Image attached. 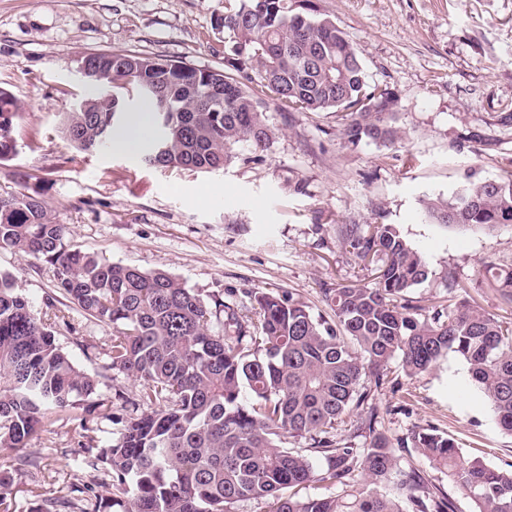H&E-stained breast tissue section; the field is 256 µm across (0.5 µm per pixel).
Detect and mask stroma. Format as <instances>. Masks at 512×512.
I'll list each match as a JSON object with an SVG mask.
<instances>
[{
	"mask_svg": "<svg viewBox=\"0 0 512 512\" xmlns=\"http://www.w3.org/2000/svg\"><path fill=\"white\" fill-rule=\"evenodd\" d=\"M357 49L369 83L398 96L404 137L392 145L345 144L331 112H291L271 103L279 130L265 150L242 144L223 172L148 168L112 147L75 151L61 137L62 112L84 98L80 73L91 53L131 51L193 67L220 69L215 53L224 0H0V86L22 106L23 149L0 163V193L20 182L36 188L54 220L69 225L75 248L144 271L165 270L186 287L255 316L254 292H292L311 312L332 319L323 291L373 282L370 267L340 243V224H394L422 251L432 271L408 294L429 309L446 302L447 274L468 284L467 298L512 324V303L488 288L485 264L512 267V226L487 235L427 223L422 201L448 196L466 176H512V0H313ZM35 312L63 298L43 260L0 251ZM109 331L76 316L58 344L95 376L116 414L135 413L139 380L112 369L102 353ZM382 386L365 382L382 431L403 469L447 494L455 512L473 505L415 448L413 426L447 432L462 455L495 468L512 466V435L492 418L467 366L448 353L430 372L407 375L390 362ZM83 414L53 415L26 447L0 452L14 476L13 512H32L31 488L72 498L91 475ZM31 457L38 468L20 467Z\"/></svg>",
	"mask_w": 512,
	"mask_h": 512,
	"instance_id": "stroma-1",
	"label": "stroma"
}]
</instances>
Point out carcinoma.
I'll use <instances>...</instances> for the list:
<instances>
[{"mask_svg":"<svg viewBox=\"0 0 512 512\" xmlns=\"http://www.w3.org/2000/svg\"><path fill=\"white\" fill-rule=\"evenodd\" d=\"M308 0H225L224 69L196 68L126 52L92 53L82 61L92 91L85 111L64 113L60 133L80 153L112 145L115 127L135 98L150 105L141 163L188 173L224 169L247 143L265 150L278 129L266 116L271 97L297 112H334L344 140L394 144L398 99L367 84L358 51L328 18L310 15ZM22 106L0 87V161L19 152ZM165 148L158 153L159 148ZM425 219L448 228L493 233L512 224V178L462 183L448 197L423 201ZM336 233L374 283L323 290L336 323L314 316L291 293L257 292L258 316L185 287L166 271L110 263L67 244L70 227L51 218L28 186L0 195V250L21 251L49 265L69 305L41 317L0 271V451L23 448L53 413L80 409L90 421L121 425L97 444L84 427L92 466L121 496L92 495L97 479L74 487L82 498H44L36 512H230L238 501L267 512H454L417 471L401 473L380 430L368 378L380 387L395 358L410 376L427 373L448 352L467 364L471 381L497 424L512 434V326L453 300L466 285L448 277V305L425 310L406 299L429 278L424 255L393 224H342ZM488 283L512 303V271ZM110 330L104 355L114 369L142 380L143 411L127 418L97 398V380L57 344L51 325L72 328L71 314ZM364 438L353 448L337 438L342 417ZM309 436L325 466L280 446ZM410 441L430 465L470 499L472 512H512V468L463 456L452 436L414 426ZM395 491H385L394 475ZM321 482L328 495L285 489ZM14 477L0 471V512H10Z\"/></svg>","mask_w":512,"mask_h":512,"instance_id":"1","label":"carcinoma"}]
</instances>
